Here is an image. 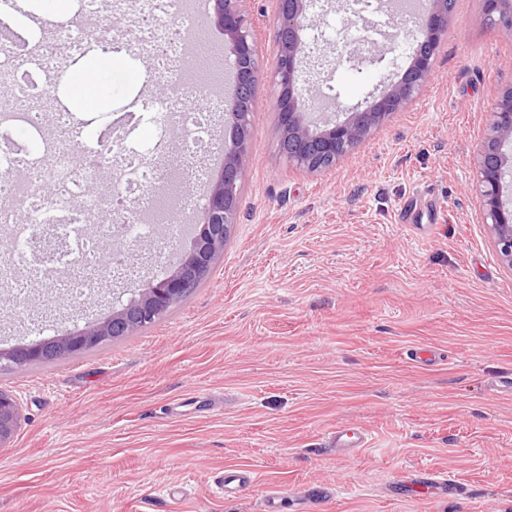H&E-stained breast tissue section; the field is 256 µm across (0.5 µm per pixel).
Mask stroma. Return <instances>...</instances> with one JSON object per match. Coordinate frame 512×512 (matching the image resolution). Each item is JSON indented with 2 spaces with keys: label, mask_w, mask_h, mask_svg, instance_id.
<instances>
[{
  "label": "stroma",
  "mask_w": 512,
  "mask_h": 512,
  "mask_svg": "<svg viewBox=\"0 0 512 512\" xmlns=\"http://www.w3.org/2000/svg\"><path fill=\"white\" fill-rule=\"evenodd\" d=\"M372 0H312L297 104L345 119L400 80L422 35L418 13ZM261 80L237 222L210 277L134 335L65 360L0 370L18 396L17 433L0 447V512H512V270L483 214L476 159L498 89L512 84V39L483 0H454L436 75L336 165L307 173L279 150L273 81L277 0H251ZM102 33L142 82L117 87L104 111L77 112L82 142L137 111L132 144L151 140L162 83L123 6ZM202 171H189L197 213L221 171L231 127ZM416 220L396 221L405 202ZM105 254L110 265L81 303L17 273L27 307L0 293V348L49 339L104 317L162 276L159 249L190 237L166 225ZM434 362L415 361L419 349ZM361 426L366 448L333 452L339 426ZM257 475L215 496L225 467ZM445 471L462 494L397 497L416 470Z\"/></svg>",
  "instance_id": "1"
}]
</instances>
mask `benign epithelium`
Returning a JSON list of instances; mask_svg holds the SVG:
<instances>
[{
  "instance_id": "benign-epithelium-1",
  "label": "benign epithelium",
  "mask_w": 512,
  "mask_h": 512,
  "mask_svg": "<svg viewBox=\"0 0 512 512\" xmlns=\"http://www.w3.org/2000/svg\"><path fill=\"white\" fill-rule=\"evenodd\" d=\"M250 2L214 0L213 13L206 18V24L224 33L233 47L235 88L232 96L224 101L233 139L231 147L224 150L221 173L212 181L204 198L198 233L191 248L170 265L163 277L146 282L131 304L112 308L102 320L51 342L28 345L22 352L15 347L0 348L1 370L50 362L59 353L77 355L107 340L137 333L181 302L189 289L204 278L215 259L224 254V245L237 223L240 190L247 173L254 92L260 78L257 45L249 20ZM306 3L307 0H278L274 80L279 88L280 152L296 166L313 173L320 161L336 163L372 128L403 108L433 79L435 56L448 33V0H432L433 7L422 19V41L401 79L346 120L327 123L321 128L312 126L307 113L296 105ZM484 4L489 18H497L498 24L512 37V0H484ZM507 142L512 143V84L498 91L490 133L477 158L482 209L490 220L500 257L512 269V200L504 195L503 187L506 172L512 171V157L503 152ZM20 416L17 398L1 390L0 447L14 438Z\"/></svg>"
}]
</instances>
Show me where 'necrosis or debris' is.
I'll list each match as a JSON object with an SVG mask.
<instances>
[{"label": "necrosis or debris", "instance_id": "necrosis-or-debris-1", "mask_svg": "<svg viewBox=\"0 0 512 512\" xmlns=\"http://www.w3.org/2000/svg\"><path fill=\"white\" fill-rule=\"evenodd\" d=\"M75 25L42 29L32 33L23 46L0 45V230L9 232L12 249L0 266V287L13 285L18 271L39 276L70 270L65 286L71 297L84 296L91 288L89 272L103 269V246L120 229L132 242L153 237L156 225L178 226L176 207L186 183V172L172 165L160 172L145 151L128 147L117 129H108L89 145L78 142L68 113L54 115L59 138L44 132L46 89L37 73L58 67L61 60L85 55L90 36L103 30L109 16L105 0H79ZM192 0H142L137 28L159 67L169 63V50L183 46L181 20L193 19ZM213 73L182 70L172 80V93L164 111L173 114L188 137L175 151L191 159L209 156L215 140L211 109L189 111L178 103L192 87L213 83ZM34 133L29 144L14 139L17 129ZM117 162L123 172L119 187H105L99 197H91L88 187L104 166ZM165 189L150 210L137 206L140 198L157 182ZM53 182L55 193L46 196L42 188ZM99 231L86 233V224Z\"/></svg>", "mask_w": 512, "mask_h": 512}]
</instances>
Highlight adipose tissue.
Returning <instances> with one entry per match:
<instances>
[{"mask_svg": "<svg viewBox=\"0 0 512 512\" xmlns=\"http://www.w3.org/2000/svg\"><path fill=\"white\" fill-rule=\"evenodd\" d=\"M136 79L134 72L113 64L112 47L103 44L90 61L71 71L68 88L71 96L84 101L86 110L91 111L109 88L129 84Z\"/></svg>", "mask_w": 512, "mask_h": 512, "instance_id": "obj_1", "label": "adipose tissue"}]
</instances>
